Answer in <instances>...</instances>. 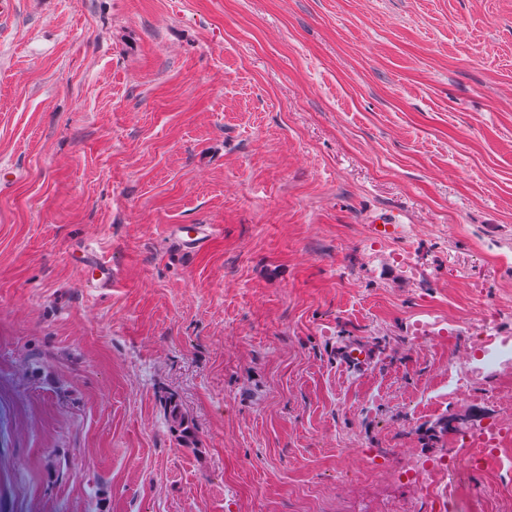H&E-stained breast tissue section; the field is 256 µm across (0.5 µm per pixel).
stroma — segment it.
<instances>
[{"label": "stroma", "mask_w": 512, "mask_h": 512, "mask_svg": "<svg viewBox=\"0 0 512 512\" xmlns=\"http://www.w3.org/2000/svg\"><path fill=\"white\" fill-rule=\"evenodd\" d=\"M13 3L0 512H387L512 423V377L434 399L512 337V0ZM437 482L512 512L497 460Z\"/></svg>", "instance_id": "stroma-1"}]
</instances>
